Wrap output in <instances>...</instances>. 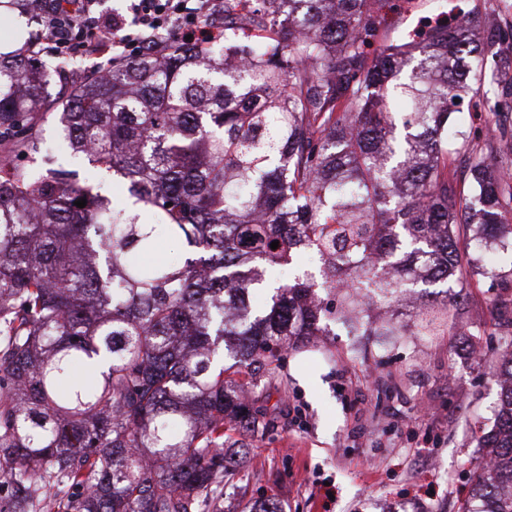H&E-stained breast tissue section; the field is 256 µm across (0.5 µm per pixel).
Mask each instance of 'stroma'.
<instances>
[{
  "mask_svg": "<svg viewBox=\"0 0 512 512\" xmlns=\"http://www.w3.org/2000/svg\"><path fill=\"white\" fill-rule=\"evenodd\" d=\"M477 27H496L512 62V0H467ZM472 146L492 143L512 170V108L484 98L456 115ZM453 331L429 342L370 337L357 357L343 326L282 352L275 373L248 391L275 426L252 441L224 490L226 512L276 495L285 512H461L466 475L490 428L506 355L493 325L490 278L473 277Z\"/></svg>",
  "mask_w": 512,
  "mask_h": 512,
  "instance_id": "stroma-1",
  "label": "stroma"
}]
</instances>
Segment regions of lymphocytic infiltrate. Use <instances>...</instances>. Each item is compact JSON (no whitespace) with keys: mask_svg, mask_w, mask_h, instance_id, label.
Listing matches in <instances>:
<instances>
[{"mask_svg":"<svg viewBox=\"0 0 512 512\" xmlns=\"http://www.w3.org/2000/svg\"><path fill=\"white\" fill-rule=\"evenodd\" d=\"M40 32L29 53L48 45L55 57L123 56L129 47L153 53L163 36L201 47L214 41V16L224 0H130L127 13L101 10L100 0H34Z\"/></svg>","mask_w":512,"mask_h":512,"instance_id":"f902f5d3","label":"lymphocytic infiltrate"}]
</instances>
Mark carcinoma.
Segmentation results:
<instances>
[{"instance_id": "obj_1", "label": "carcinoma", "mask_w": 512, "mask_h": 512, "mask_svg": "<svg viewBox=\"0 0 512 512\" xmlns=\"http://www.w3.org/2000/svg\"><path fill=\"white\" fill-rule=\"evenodd\" d=\"M391 0H224V40L166 45L72 80L54 135L33 129L56 72L0 58V474L11 512L32 493L64 512H224V481L267 411L240 395L279 353L344 320L353 336H445L485 248L512 251V186L465 149L453 114L512 95L500 39L448 18L379 44ZM110 173L123 207L92 192ZM86 199L79 208L74 202ZM162 241L176 261L147 262ZM277 249H271L272 242ZM299 252L314 269L265 278ZM512 349V270L491 275ZM455 294L399 311L406 288ZM254 288L271 292L263 311ZM386 308L383 322L372 311ZM496 423L475 437L479 512H512V357ZM468 155H454L448 161V177L457 186V190L464 195L468 192L467 163Z\"/></svg>"}]
</instances>
